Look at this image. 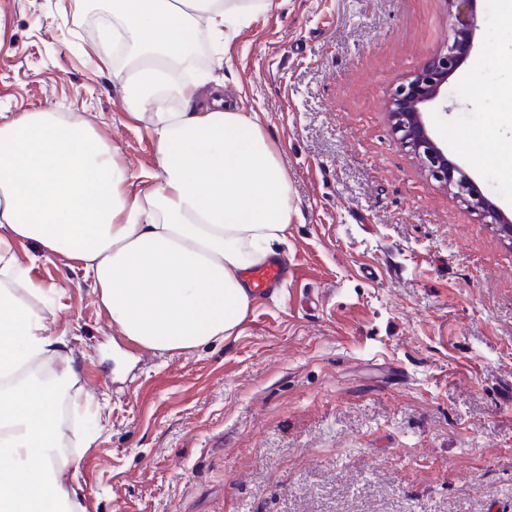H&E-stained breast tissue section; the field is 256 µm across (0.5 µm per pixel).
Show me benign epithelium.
Wrapping results in <instances>:
<instances>
[{
  "instance_id": "obj_1",
  "label": "benign epithelium",
  "mask_w": 512,
  "mask_h": 512,
  "mask_svg": "<svg viewBox=\"0 0 512 512\" xmlns=\"http://www.w3.org/2000/svg\"><path fill=\"white\" fill-rule=\"evenodd\" d=\"M454 2L456 25L445 49L433 54L420 70L391 89L389 112L401 142L420 159L430 177L476 211L484 223L496 225L503 236L512 240V220L489 204L462 170L448 159L431 137L425 119L427 106L439 98L448 76L458 69L471 47L476 22L473 0Z\"/></svg>"
}]
</instances>
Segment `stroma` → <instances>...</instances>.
<instances>
[{
  "instance_id": "1",
  "label": "stroma",
  "mask_w": 512,
  "mask_h": 512,
  "mask_svg": "<svg viewBox=\"0 0 512 512\" xmlns=\"http://www.w3.org/2000/svg\"><path fill=\"white\" fill-rule=\"evenodd\" d=\"M101 0H0V113L74 112L132 180L154 144L101 69ZM426 116L512 218V0ZM453 0H272L192 77L258 113L291 186L288 280L230 337L160 354L121 336L64 258L32 274L63 340V486L82 512H512V241L430 180L390 88L447 44ZM483 86L475 98V86ZM90 398L74 428L73 398Z\"/></svg>"
}]
</instances>
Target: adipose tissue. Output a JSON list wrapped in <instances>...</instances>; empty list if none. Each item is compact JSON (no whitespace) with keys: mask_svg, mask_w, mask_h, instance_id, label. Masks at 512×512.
I'll return each instance as SVG.
<instances>
[{"mask_svg":"<svg viewBox=\"0 0 512 512\" xmlns=\"http://www.w3.org/2000/svg\"><path fill=\"white\" fill-rule=\"evenodd\" d=\"M127 115L150 131L155 171L131 183L117 151L69 112L0 113V377L55 350L48 291L17 252L77 262L120 333L158 352L233 335L253 300L242 270L284 240L288 173L253 112L181 77L198 34L228 46L272 0H104ZM57 393L0 386V512H75L54 474Z\"/></svg>","mask_w":512,"mask_h":512,"instance_id":"1","label":"adipose tissue"}]
</instances>
